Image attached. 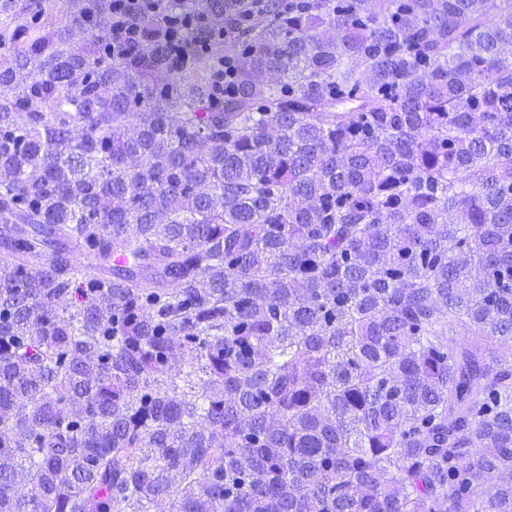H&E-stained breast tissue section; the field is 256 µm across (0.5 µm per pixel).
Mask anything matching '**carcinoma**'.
Masks as SVG:
<instances>
[{
	"label": "carcinoma",
	"mask_w": 512,
	"mask_h": 512,
	"mask_svg": "<svg viewBox=\"0 0 512 512\" xmlns=\"http://www.w3.org/2000/svg\"><path fill=\"white\" fill-rule=\"evenodd\" d=\"M241 11L0 32V512H512V4Z\"/></svg>",
	"instance_id": "1"
}]
</instances>
